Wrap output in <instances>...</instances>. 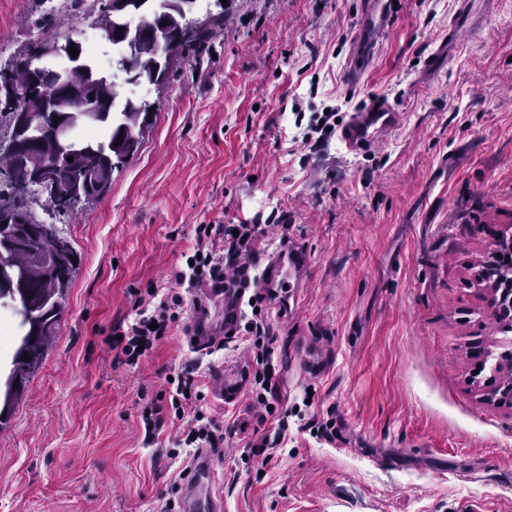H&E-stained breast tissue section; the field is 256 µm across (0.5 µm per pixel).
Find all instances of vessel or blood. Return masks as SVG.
Segmentation results:
<instances>
[{
	"instance_id": "1",
	"label": "vessel or blood",
	"mask_w": 512,
	"mask_h": 512,
	"mask_svg": "<svg viewBox=\"0 0 512 512\" xmlns=\"http://www.w3.org/2000/svg\"><path fill=\"white\" fill-rule=\"evenodd\" d=\"M395 14L394 0H367L358 24V53H365L376 41ZM400 125V113L395 102L387 96H368L338 130L337 138L344 150L352 155L371 151L380 138L392 133ZM307 268L304 250L297 246L283 248L267 258L257 285L275 292L298 288ZM224 306L222 324L210 318L213 303ZM239 302L234 289L209 292L194 309L190 321L188 343L198 351L208 350L212 344L231 334L238 318ZM213 460L207 451H200L192 462V478L181 488V512H223V501L214 487Z\"/></svg>"
}]
</instances>
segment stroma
I'll list each match as a JSON object with an SVG mask.
<instances>
[{
    "instance_id": "obj_1",
    "label": "stroma",
    "mask_w": 512,
    "mask_h": 512,
    "mask_svg": "<svg viewBox=\"0 0 512 512\" xmlns=\"http://www.w3.org/2000/svg\"><path fill=\"white\" fill-rule=\"evenodd\" d=\"M364 0H232L201 61L173 60L138 153L103 200L63 224L80 257L40 371L0 426V512H160L180 460L148 444L141 407L201 362L204 406L223 412L215 459L224 512H512V403L487 401L479 346L512 349L477 274L512 236V0L449 36L460 0H398L359 84H349ZM46 0H0V63L43 37ZM402 121L372 151L295 143L297 113L367 94ZM282 215L308 257L306 286L271 318L286 447L243 455L232 424L268 432L240 339L193 353L173 331L137 367L104 330L128 293L170 276L199 224ZM308 427H301V419Z\"/></svg>"
}]
</instances>
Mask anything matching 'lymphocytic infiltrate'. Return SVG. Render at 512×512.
<instances>
[{
    "mask_svg": "<svg viewBox=\"0 0 512 512\" xmlns=\"http://www.w3.org/2000/svg\"><path fill=\"white\" fill-rule=\"evenodd\" d=\"M267 230L259 224H199L189 264L174 271L170 286H150L129 293L133 318L111 328L107 343L122 364L134 367L143 351H150L177 328L188 295L221 288L254 275ZM262 297H255L251 312L241 315L239 329L248 338L254 371L251 393L254 408L274 414L280 401L274 382L271 327L262 315ZM198 365H187L169 383L166 400H153L141 411V426L148 441H155L168 421H185L174 439L169 457L183 455L189 448H207L224 453V424L216 415L198 408L202 399L196 374Z\"/></svg>",
    "mask_w": 512,
    "mask_h": 512,
    "instance_id": "lymphocytic-infiltrate-1",
    "label": "lymphocytic infiltrate"
}]
</instances>
